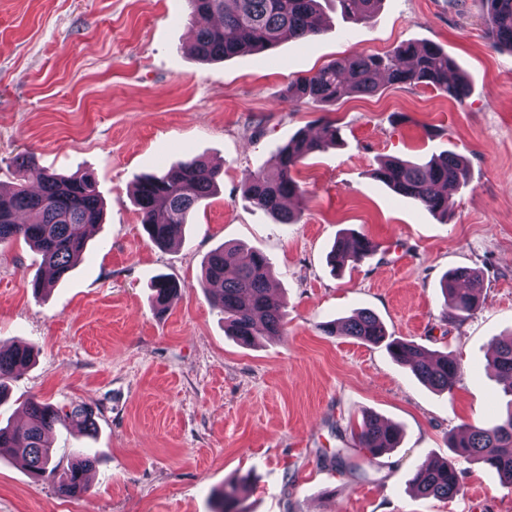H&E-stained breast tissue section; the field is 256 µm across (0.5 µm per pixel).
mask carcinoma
I'll use <instances>...</instances> for the list:
<instances>
[{
    "mask_svg": "<svg viewBox=\"0 0 512 512\" xmlns=\"http://www.w3.org/2000/svg\"><path fill=\"white\" fill-rule=\"evenodd\" d=\"M343 18L368 23L381 0H332ZM485 24L494 48L512 52V0H483ZM196 26L192 52L203 61L224 60L245 51L266 52L277 47L283 36L308 39L323 32L321 0H188ZM459 71L455 61L441 47L429 43L406 42L393 52L379 56L354 53L333 60L313 74L288 83L281 95L285 102L311 101L334 104L353 94L370 95L379 89V78L389 84H424L461 103L470 93L468 80L458 74L452 82L448 72ZM339 143V130L324 122L315 137L304 133L293 136L276 155L270 171L250 173L243 195L279 224H296L301 215L287 209L283 201L300 198L304 189L294 178L298 165L309 155ZM17 183L12 191H0V245L19 238L41 253L50 278L32 281L39 295L64 278L84 252L93 229L101 222L103 202L96 180L90 173L62 177L36 167L27 157L15 160ZM220 170L193 158L160 175L137 181L133 193L140 222L151 241L165 247L182 234L190 212L216 190ZM372 177L397 195L415 202L424 210L448 218L453 195L468 183L466 160L447 152L426 162L386 159ZM376 245L366 236L343 233L338 236L328 261L342 268L345 262L360 263L371 258ZM222 288L210 293L212 305L224 314L231 334L250 343L261 334L282 336L285 313L281 302L269 289L270 262L262 253L240 248H218L203 266L200 286ZM484 279L480 271L458 267L446 273L441 289L450 300L445 313L458 321L474 314L480 302ZM177 284L165 278L154 284L155 303L165 309L177 293ZM322 330L333 336L341 333L367 345L385 344L391 357L408 366L423 385L436 391H452L458 378V365L448 354H429L413 340L395 339L372 312L363 310L345 321H333ZM32 347L17 345L0 349V390L18 369L29 364ZM489 365L499 375L512 379V337L498 344ZM28 422L17 428L0 426V448H10L22 458L37 479L57 473L58 491L70 497L87 492L86 473L96 463L82 457L62 469L55 460L49 433L58 424L78 421L83 429H94L93 412L74 407L62 408L30 400L26 405ZM399 443V430L367 416L357 434V447L373 459L391 451ZM453 454L467 461L479 460L494 470L503 487L512 488V401L505 416L493 424H465L449 445ZM411 484L418 495L455 499L463 489L462 472L456 464L428 461L415 470ZM247 479L224 487L213 512H231Z\"/></svg>",
    "mask_w": 512,
    "mask_h": 512,
    "instance_id": "1",
    "label": "carcinoma"
}]
</instances>
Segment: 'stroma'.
<instances>
[{
    "mask_svg": "<svg viewBox=\"0 0 512 512\" xmlns=\"http://www.w3.org/2000/svg\"><path fill=\"white\" fill-rule=\"evenodd\" d=\"M481 0H382L366 24L325 0L324 30L270 52L204 62L191 52L188 0H0V188L25 154L51 173L93 172L104 199L84 257L47 293L30 282L39 252L0 246V347H34L9 382L0 421H25L35 398L92 410L51 435L57 460L97 462L79 498L53 477L33 481L0 448V512H213V494L251 475L239 512H512L495 471L461 462L454 500L417 496L415 468L449 460L464 424L497 420L505 385L489 367L512 336V54L491 48ZM405 42L444 48L471 91L455 103L424 86L381 84L333 105L281 100L291 80L353 52ZM342 143L308 156L305 193L280 224L243 197L247 174L322 120ZM453 151L469 179L447 218L372 177L381 160ZM194 156L224 173L175 245L155 246L133 204L136 180ZM366 234L376 254L336 272L338 235ZM245 246L272 263L285 333L244 345L224 329L198 281L207 256ZM456 267L481 271L479 310L444 319L440 284ZM180 289L165 311L154 279ZM365 309L390 336L456 359L451 392L421 384L385 346L329 336L322 323ZM398 425V448L367 460L354 434L364 415ZM343 464H336V456Z\"/></svg>",
    "mask_w": 512,
    "mask_h": 512,
    "instance_id": "obj_1",
    "label": "stroma"
}]
</instances>
